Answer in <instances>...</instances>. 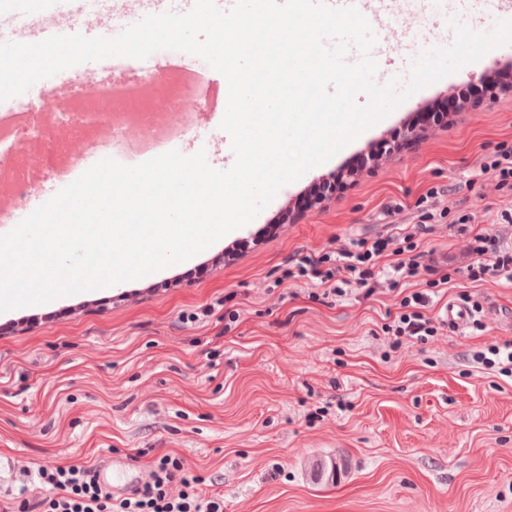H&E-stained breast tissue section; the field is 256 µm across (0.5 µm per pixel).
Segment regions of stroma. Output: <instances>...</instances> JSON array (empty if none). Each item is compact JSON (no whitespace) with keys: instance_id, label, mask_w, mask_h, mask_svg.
Returning <instances> with one entry per match:
<instances>
[{"instance_id":"stroma-1","label":"stroma","mask_w":512,"mask_h":512,"mask_svg":"<svg viewBox=\"0 0 512 512\" xmlns=\"http://www.w3.org/2000/svg\"><path fill=\"white\" fill-rule=\"evenodd\" d=\"M500 68L492 52L419 90L183 263L0 312V501L31 484L17 459L131 457L146 469L175 454L223 493L224 512H512V376L476 359L512 341V283L464 272L474 235L512 248L500 221L512 190L480 169L512 146ZM225 83L212 73L202 118L218 170L235 160L220 127ZM480 83L444 124L409 132L415 114ZM342 172L340 191L297 209ZM423 199L435 213L416 237L425 256L399 287L381 273L366 299L290 278L304 257L412 228ZM443 273L447 289L431 292ZM414 292L429 295L436 334L383 332ZM461 301L479 309L453 331L443 311Z\"/></svg>"}]
</instances>
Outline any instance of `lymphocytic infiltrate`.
<instances>
[{
  "mask_svg": "<svg viewBox=\"0 0 512 512\" xmlns=\"http://www.w3.org/2000/svg\"><path fill=\"white\" fill-rule=\"evenodd\" d=\"M388 246L387 239H359L341 250L338 256L325 253L305 257L297 274L307 281L325 285L337 273H345L344 283L350 288L372 292V284L380 273L378 262ZM472 257L467 266L470 280L502 277L512 280V252L490 233L475 235L469 244ZM391 330L394 336L421 339L433 335L431 317L425 314V299L414 293L404 297ZM36 486L37 501L21 500L0 512H224V496L207 489L202 477L192 474L176 457L165 455L154 461L146 480L130 496L117 499L101 488L86 465L48 462L30 468L19 462Z\"/></svg>",
  "mask_w": 512,
  "mask_h": 512,
  "instance_id": "obj_1",
  "label": "lymphocytic infiltrate"
}]
</instances>
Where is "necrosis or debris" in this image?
Masks as SVG:
<instances>
[{
	"instance_id": "necrosis-or-debris-1",
	"label": "necrosis or debris",
	"mask_w": 512,
	"mask_h": 512,
	"mask_svg": "<svg viewBox=\"0 0 512 512\" xmlns=\"http://www.w3.org/2000/svg\"><path fill=\"white\" fill-rule=\"evenodd\" d=\"M69 2L22 0V8L12 12L9 24L0 25V40L34 42L32 24L42 17L55 18L64 26L76 22L84 28L97 29L125 28L146 15L140 8L116 10L109 7L107 0H83L79 16L74 17L69 12ZM101 68L136 73V83L126 86L129 120L113 122L112 90L103 86L98 89L101 102L92 111L80 107L61 112L49 104L47 95L30 91L0 101V178L10 183L14 196L11 208H0V224L13 223L17 210L32 213L34 201L44 194V181L26 177L34 158L49 157L56 163L70 160L69 177L74 180L99 151L125 156L142 145L160 143L165 138L161 126H170V140L190 141L197 127L182 125L181 114L204 112L210 107L202 65L185 59L179 52L161 50L142 60L108 58L102 60ZM140 84L152 86L153 96H137L135 89ZM76 140L82 141V151L72 150L71 144Z\"/></svg>"
}]
</instances>
